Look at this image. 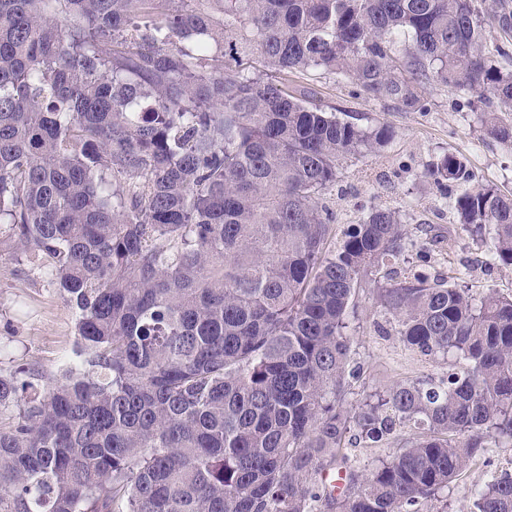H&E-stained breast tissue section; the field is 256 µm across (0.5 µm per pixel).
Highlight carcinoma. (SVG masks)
<instances>
[{
	"label": "carcinoma",
	"instance_id": "obj_1",
	"mask_svg": "<svg viewBox=\"0 0 512 512\" xmlns=\"http://www.w3.org/2000/svg\"><path fill=\"white\" fill-rule=\"evenodd\" d=\"M309 72L404 112L445 86L511 143L512 0H0V247L46 261L80 358L0 374V512H420L512 443V295L408 263L396 209L336 239L322 196L394 130L288 83ZM425 176L512 268V194L456 153ZM370 282L408 348L463 366L346 411ZM471 512H512V474ZM397 444L392 441H383L375 447H365L364 444H357L356 447H349L343 450L346 459L343 461L339 458L336 465L328 467L323 470L321 474L317 476V480L320 484L326 485L331 488L332 484L330 480L336 477V481L340 480V467L344 468H359L371 470L382 461L389 460L395 452ZM341 481V480H340ZM342 482V481H341Z\"/></svg>",
	"mask_w": 512,
	"mask_h": 512
}]
</instances>
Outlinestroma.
I'll list each match as a JSON object with an SVG mask.
<instances>
[{"instance_id":"35a3bbf8","label":"stroma","mask_w":512,"mask_h":512,"mask_svg":"<svg viewBox=\"0 0 512 512\" xmlns=\"http://www.w3.org/2000/svg\"><path fill=\"white\" fill-rule=\"evenodd\" d=\"M295 81L313 85L325 105L346 110L359 124L386 123L395 131L379 153L342 161L338 183L323 198L336 215L337 230L360 223L365 204L399 210L406 231L428 255V273L464 266L469 270L466 285L473 295L490 289L512 294V269L484 264L489 238L479 239L463 230L443 196L423 176L435 156L457 151L479 178L510 191L512 144L483 140L474 113L460 110L454 95L444 87L433 89L429 111L404 112L352 95L349 85L330 74L309 73L296 76ZM422 218L432 224L433 236L421 233L418 221ZM75 323L73 310L49 283L43 263L20 265L8 252L0 253L1 373L21 369L40 383H48L58 368L77 359ZM351 336L352 358L361 374L350 382L346 407L376 399L395 382L438 379L448 373V359L423 357L404 346L371 288L359 293ZM506 470L512 471L510 446L476 458L438 502L439 512H468L472 490Z\"/></svg>"}]
</instances>
